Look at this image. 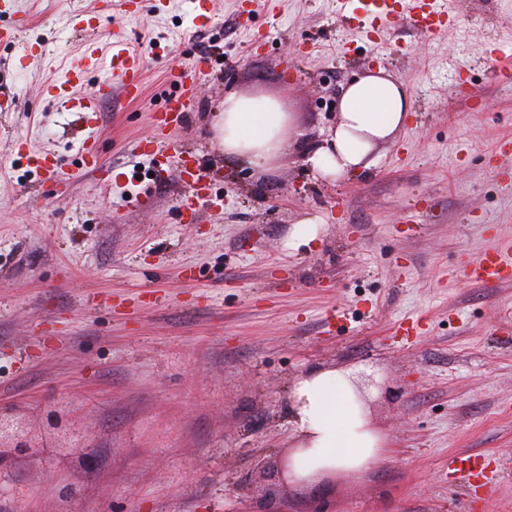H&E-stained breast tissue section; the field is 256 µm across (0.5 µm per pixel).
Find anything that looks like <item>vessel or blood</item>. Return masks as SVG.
Instances as JSON below:
<instances>
[{"label": "vessel or blood", "mask_w": 512, "mask_h": 512, "mask_svg": "<svg viewBox=\"0 0 512 512\" xmlns=\"http://www.w3.org/2000/svg\"><path fill=\"white\" fill-rule=\"evenodd\" d=\"M343 7H356L368 18L367 33L382 30L394 15H401L411 26L427 36L436 37L445 32L452 11L441 9L437 0H342ZM105 68L107 76L102 89H118L129 100H137L143 92L144 58L137 49L124 40L112 43L108 53H101L95 42H87L83 51L68 62L61 80L48 85L44 93L52 101L71 105L79 112H97L100 94L82 93L85 77L91 70ZM171 82L178 84L177 94L156 112V129L164 131L174 116H186L195 105L192 90L184 73L170 74ZM458 272L473 283L495 284L512 280V252L501 249L486 251L482 258L459 267ZM478 462L471 457L452 456L448 459V477L463 482L474 501L486 500L493 486L492 479H480Z\"/></svg>", "instance_id": "obj_1"}]
</instances>
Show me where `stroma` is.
I'll use <instances>...</instances> for the list:
<instances>
[{
  "label": "stroma",
  "instance_id": "stroma-1",
  "mask_svg": "<svg viewBox=\"0 0 512 512\" xmlns=\"http://www.w3.org/2000/svg\"><path fill=\"white\" fill-rule=\"evenodd\" d=\"M92 0H17L32 17L27 56L0 45V402L74 416L101 462L20 463L28 512H252L296 442L290 391L314 367L353 371L389 460L277 497L285 512H512V282L471 283L459 266L512 246V189L495 156L512 139V0H458L430 38L393 20L371 42L338 0H191L99 15ZM119 37L146 56L144 94L102 100L96 131L42 93L87 37ZM205 61L197 107L166 131L152 172L140 145L171 89ZM413 95L404 129L368 171L335 180L304 164L346 86L371 71ZM468 79L477 100L453 89ZM281 97L302 133L279 167L226 156L212 125L228 94ZM95 135L101 166L79 149ZM50 154L33 170L18 142ZM209 191L194 211L182 160ZM312 244L284 247L299 219ZM485 458L493 498L448 481V456ZM83 485L65 507L61 484Z\"/></svg>",
  "mask_w": 512,
  "mask_h": 512
}]
</instances>
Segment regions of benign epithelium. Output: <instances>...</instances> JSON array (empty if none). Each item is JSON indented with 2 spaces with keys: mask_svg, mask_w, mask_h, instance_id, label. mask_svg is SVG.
I'll use <instances>...</instances> for the list:
<instances>
[{
  "mask_svg": "<svg viewBox=\"0 0 512 512\" xmlns=\"http://www.w3.org/2000/svg\"><path fill=\"white\" fill-rule=\"evenodd\" d=\"M74 410L63 403L50 402L43 406L41 427L44 432L59 437L51 446L32 431L28 411L17 404L0 403V512H23L13 506L22 490L14 477L15 466L25 458L39 457L48 467L68 455L87 457L85 436L73 428Z\"/></svg>",
  "mask_w": 512,
  "mask_h": 512,
  "instance_id": "7a95c632",
  "label": "benign epithelium"
}]
</instances>
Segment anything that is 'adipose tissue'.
<instances>
[{
	"mask_svg": "<svg viewBox=\"0 0 512 512\" xmlns=\"http://www.w3.org/2000/svg\"><path fill=\"white\" fill-rule=\"evenodd\" d=\"M412 94L400 79L377 71L353 81L339 102V119L323 144L307 149L306 162L323 177L369 169L371 154L406 125ZM292 113L276 98L230 95L215 127L225 155L263 169L281 163L295 144ZM290 421L297 435L288 480L305 484L342 470L361 473L385 452L348 374L315 368L290 395Z\"/></svg>",
	"mask_w": 512,
	"mask_h": 512,
	"instance_id": "1",
	"label": "adipose tissue"
}]
</instances>
